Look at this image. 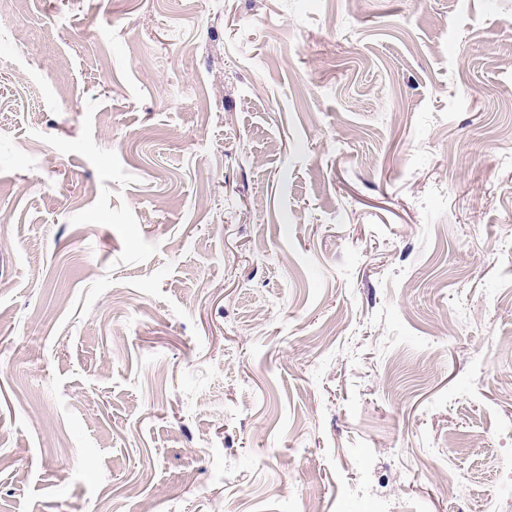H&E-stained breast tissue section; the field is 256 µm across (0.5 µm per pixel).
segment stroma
Returning a JSON list of instances; mask_svg holds the SVG:
<instances>
[{
  "instance_id": "stroma-1",
  "label": "stroma",
  "mask_w": 512,
  "mask_h": 512,
  "mask_svg": "<svg viewBox=\"0 0 512 512\" xmlns=\"http://www.w3.org/2000/svg\"><path fill=\"white\" fill-rule=\"evenodd\" d=\"M512 512V0H0V512Z\"/></svg>"
}]
</instances>
